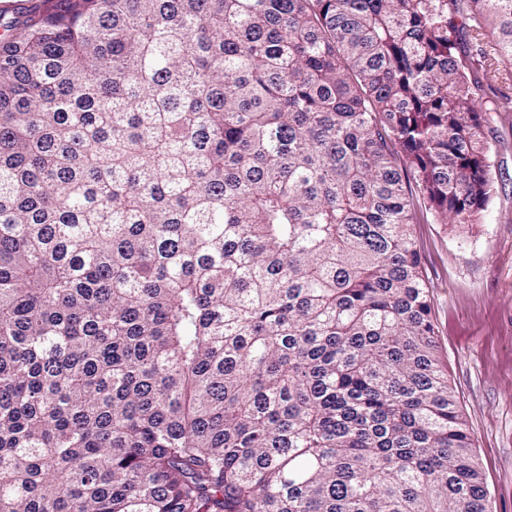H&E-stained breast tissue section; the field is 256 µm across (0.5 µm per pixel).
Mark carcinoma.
<instances>
[{"mask_svg":"<svg viewBox=\"0 0 512 512\" xmlns=\"http://www.w3.org/2000/svg\"><path fill=\"white\" fill-rule=\"evenodd\" d=\"M457 2L0 16V512H489L406 190L492 196Z\"/></svg>","mask_w":512,"mask_h":512,"instance_id":"carcinoma-1","label":"carcinoma"}]
</instances>
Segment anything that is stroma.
<instances>
[{"mask_svg":"<svg viewBox=\"0 0 512 512\" xmlns=\"http://www.w3.org/2000/svg\"><path fill=\"white\" fill-rule=\"evenodd\" d=\"M494 194L458 229L425 210L412 232L441 354L468 419L492 512H512V118L484 115Z\"/></svg>","mask_w":512,"mask_h":512,"instance_id":"stroma-1","label":"stroma"}]
</instances>
